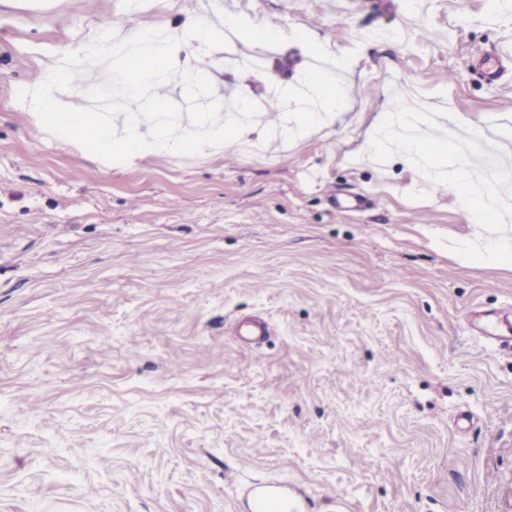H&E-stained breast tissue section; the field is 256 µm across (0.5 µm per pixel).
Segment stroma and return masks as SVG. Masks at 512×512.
Here are the masks:
<instances>
[{
    "mask_svg": "<svg viewBox=\"0 0 512 512\" xmlns=\"http://www.w3.org/2000/svg\"><path fill=\"white\" fill-rule=\"evenodd\" d=\"M226 11L354 52L347 103L260 156L149 154L117 166L49 133L19 90L93 34L159 25L217 100L266 99L309 65L203 51L186 15ZM512 40L488 0H0V512H252L245 484L301 512H512V351L474 311L512 306V268L461 260L454 192L370 155L396 97L478 124L512 164ZM368 199L337 211L335 196ZM269 334L247 348L240 320ZM510 52V49L505 50L502 47L481 50L474 56V61L486 80L497 82L503 73L504 64L512 58Z\"/></svg>",
    "mask_w": 512,
    "mask_h": 512,
    "instance_id": "obj_1",
    "label": "stroma"
}]
</instances>
